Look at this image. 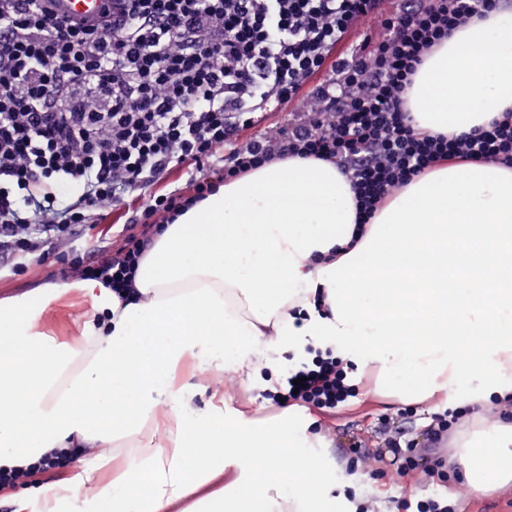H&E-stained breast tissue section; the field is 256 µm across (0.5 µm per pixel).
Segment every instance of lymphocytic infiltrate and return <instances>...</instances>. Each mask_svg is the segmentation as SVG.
Listing matches in <instances>:
<instances>
[{"mask_svg": "<svg viewBox=\"0 0 512 512\" xmlns=\"http://www.w3.org/2000/svg\"><path fill=\"white\" fill-rule=\"evenodd\" d=\"M56 0H0V272L61 264L64 276L132 288L154 238L218 186L276 159L315 157L350 182L357 221L444 161L512 169V110L461 135L415 128L405 94L424 57L500 0H119L97 24ZM378 26L347 53L339 46ZM309 111L259 128L268 104ZM255 134L238 145L241 130ZM184 187L143 196L171 171ZM75 190L69 202L59 182ZM131 213L116 249L78 251L106 207ZM335 357L298 363L277 406L354 397Z\"/></svg>", "mask_w": 512, "mask_h": 512, "instance_id": "1", "label": "lymphocytic infiltrate"}]
</instances>
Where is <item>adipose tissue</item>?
<instances>
[{
	"label": "adipose tissue",
	"instance_id": "obj_1",
	"mask_svg": "<svg viewBox=\"0 0 512 512\" xmlns=\"http://www.w3.org/2000/svg\"><path fill=\"white\" fill-rule=\"evenodd\" d=\"M407 106L424 132L467 134L512 110V14L457 30L426 59ZM475 244L460 247L457 227ZM68 284L0 299V470L58 452L72 469L31 490L41 512H224L250 476L282 467L267 512H315L331 480L310 422L225 416L199 404L201 376H237L243 393L275 391V356L332 349L373 369L401 401L479 407L452 460L512 484V170L441 163L357 226L350 183L333 163L290 157L225 182L153 242L121 300L88 280L82 336L39 327ZM192 363L195 381L176 373ZM159 435L141 445L144 430ZM290 453L281 456L277 444ZM225 491L205 493L224 471Z\"/></svg>",
	"mask_w": 512,
	"mask_h": 512
}]
</instances>
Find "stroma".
Wrapping results in <instances>:
<instances>
[{
  "instance_id": "stroma-1",
  "label": "stroma",
  "mask_w": 512,
  "mask_h": 512,
  "mask_svg": "<svg viewBox=\"0 0 512 512\" xmlns=\"http://www.w3.org/2000/svg\"><path fill=\"white\" fill-rule=\"evenodd\" d=\"M62 274L56 266H30L26 273L0 274V298L19 296L32 288L61 282ZM90 301L79 291H71L51 303L40 319V328L60 341L79 337V315L86 311ZM375 372L353 369L351 381L356 395L336 410L309 407L316 417L322 433L330 443V452L323 459L329 469H341L346 479L337 481L329 499L319 501L318 512H356L359 504L372 502L376 512H394L397 500L411 501L440 498L452 494L451 512H512V489L492 490L478 495L465 486L456 469L445 472L444 481H427L424 469L435 459H446L453 454V441L460 431L469 428L476 417L475 410L460 414L455 423H448L451 406L441 401L416 402L406 405L394 398L374 394ZM447 424L448 431L441 441L432 436L440 424ZM404 430L424 455L415 469L399 472L386 462L387 440L395 430ZM361 446L382 455L371 472H364L356 463L354 446Z\"/></svg>"
}]
</instances>
